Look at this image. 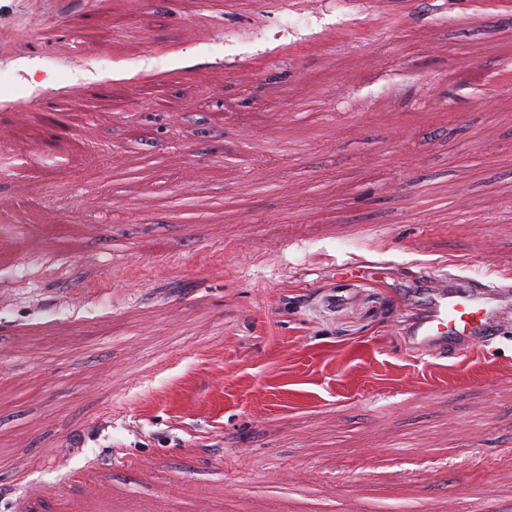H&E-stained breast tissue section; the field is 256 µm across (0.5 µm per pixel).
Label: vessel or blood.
<instances>
[{"label": "vessel or blood", "instance_id": "b4317fda", "mask_svg": "<svg viewBox=\"0 0 512 512\" xmlns=\"http://www.w3.org/2000/svg\"><path fill=\"white\" fill-rule=\"evenodd\" d=\"M423 309L409 326V349L419 357L486 351L512 314V285L483 284L444 270L423 269Z\"/></svg>", "mask_w": 512, "mask_h": 512}]
</instances>
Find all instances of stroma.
<instances>
[{
  "label": "stroma",
  "instance_id": "obj_1",
  "mask_svg": "<svg viewBox=\"0 0 512 512\" xmlns=\"http://www.w3.org/2000/svg\"><path fill=\"white\" fill-rule=\"evenodd\" d=\"M355 2L0 0V55L38 11L98 52L0 110V512H512V322L407 345L414 272L512 274V4ZM149 153L237 208L113 183Z\"/></svg>",
  "mask_w": 512,
  "mask_h": 512
}]
</instances>
